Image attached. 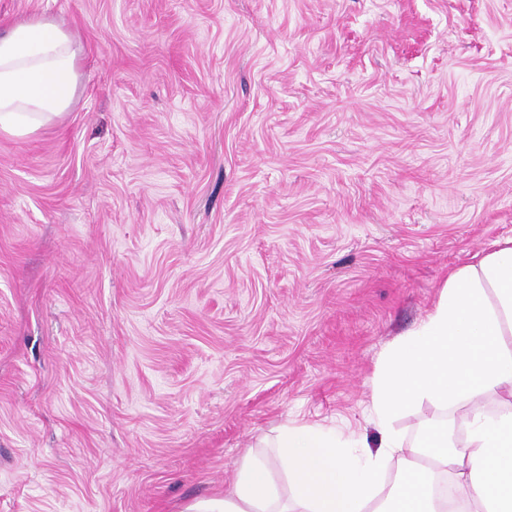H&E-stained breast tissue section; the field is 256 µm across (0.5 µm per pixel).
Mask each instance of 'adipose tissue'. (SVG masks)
Instances as JSON below:
<instances>
[{"label":"adipose tissue","mask_w":512,"mask_h":512,"mask_svg":"<svg viewBox=\"0 0 512 512\" xmlns=\"http://www.w3.org/2000/svg\"><path fill=\"white\" fill-rule=\"evenodd\" d=\"M74 33L42 16L0 28V134L25 137L69 111L79 84ZM512 238L453 270L426 319L383 356L369 418L378 447L319 425L281 426L268 440L288 474L247 454L234 482L182 512H512ZM445 412L412 442L393 423L423 403Z\"/></svg>","instance_id":"obj_1"}]
</instances>
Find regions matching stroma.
I'll use <instances>...</instances> for the list:
<instances>
[{"label":"stroma","instance_id":"obj_1","mask_svg":"<svg viewBox=\"0 0 512 512\" xmlns=\"http://www.w3.org/2000/svg\"><path fill=\"white\" fill-rule=\"evenodd\" d=\"M75 102L0 135V512H182L512 236V0H0Z\"/></svg>","mask_w":512,"mask_h":512}]
</instances>
